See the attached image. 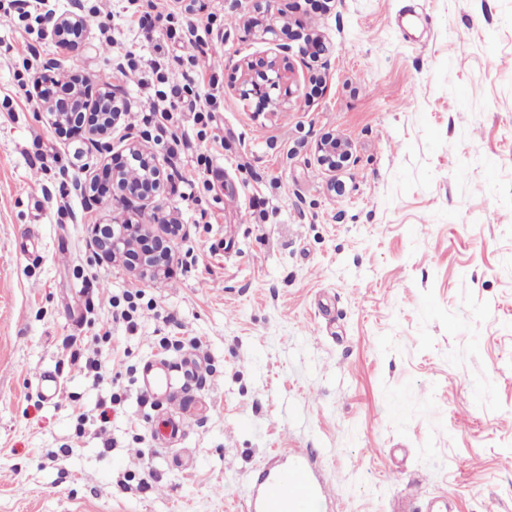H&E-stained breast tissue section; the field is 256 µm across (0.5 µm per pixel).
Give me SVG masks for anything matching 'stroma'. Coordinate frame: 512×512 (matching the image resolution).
<instances>
[{
	"label": "stroma",
	"mask_w": 512,
	"mask_h": 512,
	"mask_svg": "<svg viewBox=\"0 0 512 512\" xmlns=\"http://www.w3.org/2000/svg\"><path fill=\"white\" fill-rule=\"evenodd\" d=\"M8 2L0 512H248L285 448L314 456L322 512H425L442 493L450 512H512V0H156L171 27L208 25L188 46L145 40L127 0H48L85 18L67 51ZM162 50L217 81L198 89L212 122L176 151L141 121ZM284 57L295 72L272 105L242 95L246 63ZM50 72L126 104L106 149L45 123ZM132 137L183 226L171 274L146 280L90 245L113 216L143 221L131 195L91 189ZM329 137L349 147L341 168L320 158ZM204 151L211 170L187 188ZM135 289L130 325L118 306ZM96 349L97 375L72 364ZM187 357L199 375L178 398L141 390L145 361ZM45 370L61 382L49 401ZM171 416L188 425L163 446Z\"/></svg>",
	"instance_id": "1"
}]
</instances>
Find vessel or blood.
Masks as SVG:
<instances>
[{"label":"vessel or blood","instance_id":"obj_1","mask_svg":"<svg viewBox=\"0 0 512 512\" xmlns=\"http://www.w3.org/2000/svg\"><path fill=\"white\" fill-rule=\"evenodd\" d=\"M142 388L150 394L174 395L176 377L156 362L140 371ZM328 498L325 483L316 474L312 455L303 449L277 456L262 469L252 486L250 512H319Z\"/></svg>","mask_w":512,"mask_h":512}]
</instances>
